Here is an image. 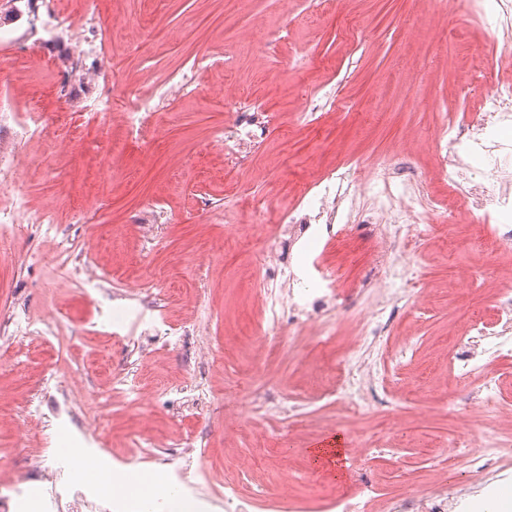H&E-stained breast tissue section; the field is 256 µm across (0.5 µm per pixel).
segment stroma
I'll return each instance as SVG.
<instances>
[{
  "label": "stroma",
  "mask_w": 512,
  "mask_h": 512,
  "mask_svg": "<svg viewBox=\"0 0 512 512\" xmlns=\"http://www.w3.org/2000/svg\"><path fill=\"white\" fill-rule=\"evenodd\" d=\"M54 2L34 37L28 0H0V114L33 101L54 112L63 91L81 138L77 148L31 139L0 184V209L19 196L53 215L52 227L0 234V512H113L72 477L73 448L161 472L206 497L205 512H233L229 475L254 512H328V498L351 492L356 476L406 491L457 430L494 432L449 378L442 344L471 316L496 318L491 293L452 279L448 266L465 262L483 225H443L414 259L424 291L386 306L390 342L404 354L386 387L405 397L402 412L340 420L330 365L380 294L350 289L320 335L292 349L269 354L263 334L287 330L289 294L336 265L372 275L377 230L363 218L400 186L366 183L344 215L347 243L313 227L285 260L271 255L251 210L224 221L225 205L242 196L292 209L305 179L388 156L417 198L447 201L438 113L462 103L481 111L474 58L502 74L512 61L494 0L480 13L470 0H94L112 25L94 34L77 81L63 77L69 48L35 39L79 18L87 0ZM159 26L163 37L141 50ZM197 60L196 90L141 141L128 140L121 114L91 119L97 97L146 90ZM227 97L243 107L257 98L269 111L242 167L213 146L226 115L212 104ZM147 199L161 203L162 223H139ZM80 260L96 286L70 275ZM238 393L253 397L254 412L233 409ZM397 424L407 427L400 447L365 458L348 448L342 479L308 461L320 436L350 440Z\"/></svg>",
  "instance_id": "35a3bbf8"
}]
</instances>
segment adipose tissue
I'll return each instance as SVG.
<instances>
[{"label": "adipose tissue", "instance_id": "ef3b65f1", "mask_svg": "<svg viewBox=\"0 0 512 512\" xmlns=\"http://www.w3.org/2000/svg\"><path fill=\"white\" fill-rule=\"evenodd\" d=\"M69 464L72 475L88 487L96 490H106L115 485L123 487L124 492L118 502L119 512H151L159 499L166 503V512H195L193 501L169 486L162 474L112 470L90 454L71 455Z\"/></svg>", "mask_w": 512, "mask_h": 512}]
</instances>
